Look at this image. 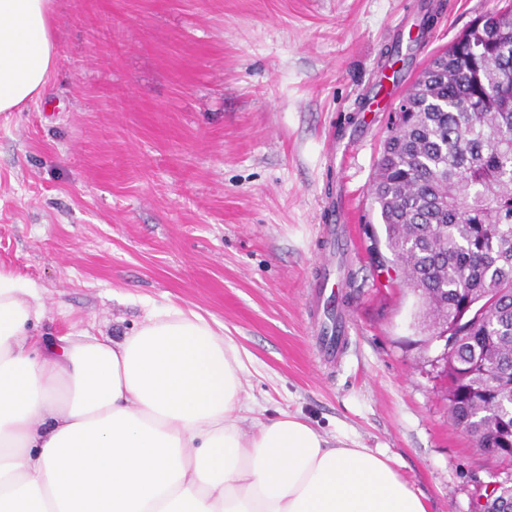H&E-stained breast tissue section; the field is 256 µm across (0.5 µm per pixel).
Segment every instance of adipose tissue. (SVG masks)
<instances>
[{
  "mask_svg": "<svg viewBox=\"0 0 512 512\" xmlns=\"http://www.w3.org/2000/svg\"><path fill=\"white\" fill-rule=\"evenodd\" d=\"M52 0H0V112L41 95ZM39 288L0 269V512H427L384 453L279 412L246 424L242 360L170 305L120 339L30 331Z\"/></svg>",
  "mask_w": 512,
  "mask_h": 512,
  "instance_id": "ef3b65f1",
  "label": "adipose tissue"
}]
</instances>
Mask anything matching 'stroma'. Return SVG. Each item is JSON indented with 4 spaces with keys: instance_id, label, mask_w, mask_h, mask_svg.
<instances>
[{
    "instance_id": "stroma-1",
    "label": "stroma",
    "mask_w": 512,
    "mask_h": 512,
    "mask_svg": "<svg viewBox=\"0 0 512 512\" xmlns=\"http://www.w3.org/2000/svg\"><path fill=\"white\" fill-rule=\"evenodd\" d=\"M499 0H52L59 61L0 112V268L42 292L35 333L117 338L150 308L238 347L257 417L379 450L428 512H471L512 460L449 418L438 344L391 270L369 194L394 107ZM434 21L417 50L409 31ZM358 138L332 168L330 135ZM351 199L349 336L322 361L308 302L328 197Z\"/></svg>"
}]
</instances>
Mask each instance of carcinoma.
<instances>
[{
  "mask_svg": "<svg viewBox=\"0 0 512 512\" xmlns=\"http://www.w3.org/2000/svg\"><path fill=\"white\" fill-rule=\"evenodd\" d=\"M407 95L370 188L392 262L448 331V410L512 457V3L476 16Z\"/></svg>",
  "mask_w": 512,
  "mask_h": 512,
  "instance_id": "cac0c4a2",
  "label": "carcinoma"
}]
</instances>
